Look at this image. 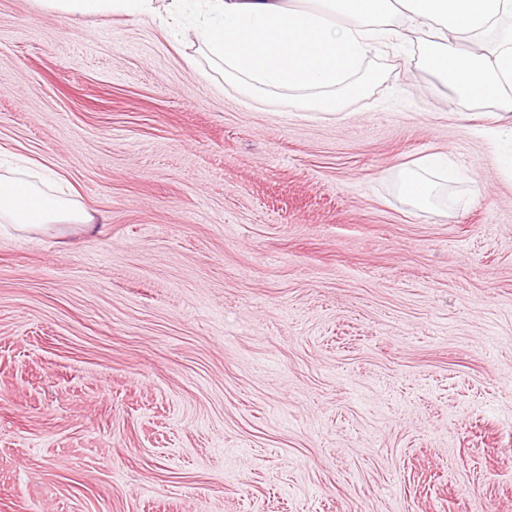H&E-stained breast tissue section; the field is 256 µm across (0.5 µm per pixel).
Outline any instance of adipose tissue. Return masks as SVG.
I'll return each instance as SVG.
<instances>
[{
	"label": "adipose tissue",
	"instance_id": "1",
	"mask_svg": "<svg viewBox=\"0 0 512 512\" xmlns=\"http://www.w3.org/2000/svg\"><path fill=\"white\" fill-rule=\"evenodd\" d=\"M61 15L152 18L155 0H39ZM201 8L200 42L249 96L299 92L304 109L338 111L375 46L426 33L421 57L456 99L512 112V38L497 35L512 0H170L168 14ZM91 216L43 185L0 174V223L88 224Z\"/></svg>",
	"mask_w": 512,
	"mask_h": 512
}]
</instances>
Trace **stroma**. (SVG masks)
<instances>
[{
  "label": "stroma",
  "instance_id": "stroma-1",
  "mask_svg": "<svg viewBox=\"0 0 512 512\" xmlns=\"http://www.w3.org/2000/svg\"><path fill=\"white\" fill-rule=\"evenodd\" d=\"M166 7L0 0V165L96 217L0 226V512H512V119L413 32L246 98ZM47 10L61 15L87 16L120 13L150 19L155 13V0H38ZM404 194L413 202L422 205L431 204L434 186L419 172L409 170L401 183Z\"/></svg>",
  "mask_w": 512,
  "mask_h": 512
}]
</instances>
